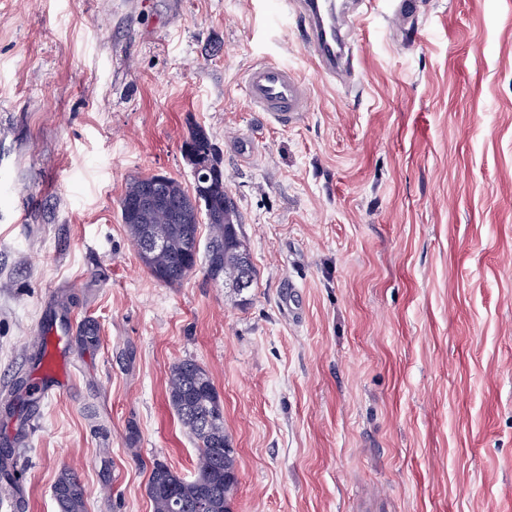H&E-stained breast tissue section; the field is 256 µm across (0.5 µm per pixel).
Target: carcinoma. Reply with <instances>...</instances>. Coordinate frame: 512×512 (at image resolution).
Returning a JSON list of instances; mask_svg holds the SVG:
<instances>
[{
  "label": "carcinoma",
  "instance_id": "carcinoma-1",
  "mask_svg": "<svg viewBox=\"0 0 512 512\" xmlns=\"http://www.w3.org/2000/svg\"><path fill=\"white\" fill-rule=\"evenodd\" d=\"M181 151L190 152L209 167L212 193L208 197L191 194L179 181L170 179V208L126 224L129 236L164 239L165 246L155 254L148 271L168 286L180 284L200 263L210 280L224 282V288L235 293L240 292L239 282L245 277L249 286H254V266L245 271L238 263L237 209L224 191V168L216 144L204 127L195 125L184 138ZM148 183L147 177L130 179L119 206L134 200ZM202 220L210 228L203 256L185 265L180 253L183 239L199 234ZM168 399L181 425L196 442L198 453L195 474L190 479L162 462L156 463L148 483L153 512H194L199 503L206 505V512H226L237 485L235 449L224 432V407L209 372L190 358L175 363L168 379ZM53 496L57 512H87L85 486L73 470L61 472Z\"/></svg>",
  "mask_w": 512,
  "mask_h": 512
}]
</instances>
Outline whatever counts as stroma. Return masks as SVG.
I'll list each match as a JSON object with an SVG mask.
<instances>
[{
  "instance_id": "1",
  "label": "stroma",
  "mask_w": 512,
  "mask_h": 512,
  "mask_svg": "<svg viewBox=\"0 0 512 512\" xmlns=\"http://www.w3.org/2000/svg\"><path fill=\"white\" fill-rule=\"evenodd\" d=\"M391 0L320 71L284 0H0V512H152L194 473L172 365L206 368L236 451L231 512H512V0ZM311 105L252 111L255 62ZM217 144L256 270L156 281L121 222L136 176L192 189ZM59 350L60 377L44 355ZM245 95L255 112L288 125L300 118L309 108L307 87L287 66L255 62L246 70ZM53 496L57 512H87L86 490L73 470H64L58 476Z\"/></svg>"
}]
</instances>
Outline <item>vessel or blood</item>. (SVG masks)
<instances>
[{
	"mask_svg": "<svg viewBox=\"0 0 512 512\" xmlns=\"http://www.w3.org/2000/svg\"><path fill=\"white\" fill-rule=\"evenodd\" d=\"M309 50L321 69L335 73L345 56L348 32L341 0H295ZM245 95L254 111L281 125L300 118L309 108L308 90L288 67L256 62L245 74Z\"/></svg>",
	"mask_w": 512,
	"mask_h": 512,
	"instance_id": "obj_1",
	"label": "vessel or blood"
}]
</instances>
